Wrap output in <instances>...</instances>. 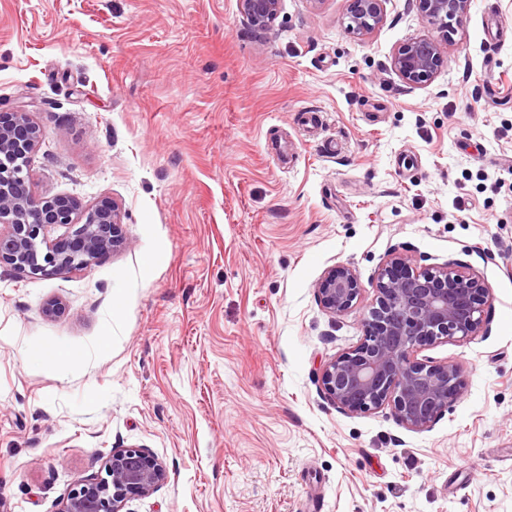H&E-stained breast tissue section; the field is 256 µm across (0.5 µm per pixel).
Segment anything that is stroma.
<instances>
[{
    "label": "stroma",
    "instance_id": "stroma-1",
    "mask_svg": "<svg viewBox=\"0 0 512 512\" xmlns=\"http://www.w3.org/2000/svg\"><path fill=\"white\" fill-rule=\"evenodd\" d=\"M348 6L283 0L257 32L239 0H0L34 195L116 199L127 239L47 278L0 263V512H57L129 446L169 479L128 512H512V38L487 28L512 0H472L421 86L391 66L440 34L417 0L360 38ZM394 257L486 288L478 335L415 353L464 381L424 430L321 391ZM339 265L362 291L334 316ZM316 288L323 309L332 315L351 309L361 295L355 272L343 265L327 270L317 282Z\"/></svg>",
    "mask_w": 512,
    "mask_h": 512
}]
</instances>
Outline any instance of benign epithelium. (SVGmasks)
<instances>
[{"label":"benign epithelium","instance_id":"benign-epithelium-1","mask_svg":"<svg viewBox=\"0 0 512 512\" xmlns=\"http://www.w3.org/2000/svg\"><path fill=\"white\" fill-rule=\"evenodd\" d=\"M385 0H350V33L366 36L383 22ZM424 17L449 31L471 0H418ZM247 23L268 30L282 0H240ZM445 62L441 42L415 39L395 53L392 66L410 84L431 81ZM42 130L30 113L0 110V262L21 276L42 278L83 270L125 244L119 205L104 197L90 207L69 196L35 198L30 167ZM52 225L70 234L47 241ZM394 258L382 269L376 306L368 312L369 336L321 370L326 399L350 413L387 404L407 428L423 430L459 398L456 365L428 366L414 358L422 345L455 336H474L482 323L483 289L478 280L447 264L435 271L409 272ZM320 303L332 315L357 304L361 288L348 266L327 270L316 284ZM105 476L85 479L58 505L57 512H123L129 496L152 494L168 479L162 460L138 447L115 448L106 457Z\"/></svg>","mask_w":512,"mask_h":512}]
</instances>
